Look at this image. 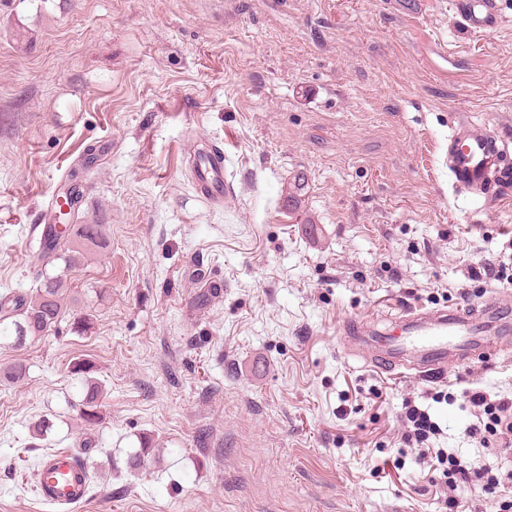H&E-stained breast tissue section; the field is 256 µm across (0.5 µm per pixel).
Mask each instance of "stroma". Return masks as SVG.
<instances>
[{"label":"stroma","instance_id":"35a3bbf8","mask_svg":"<svg viewBox=\"0 0 512 512\" xmlns=\"http://www.w3.org/2000/svg\"><path fill=\"white\" fill-rule=\"evenodd\" d=\"M498 3L480 33L449 0H0V294L39 287L31 227L71 169L108 242L68 274L88 334L0 348V512H60L30 474L86 438L74 512H512V488L449 485L435 457L500 467L466 395L512 398V333L429 380L364 362L407 309L512 322V191L462 192L448 168L460 120L512 132ZM207 146L219 205L186 168ZM204 281L224 293L200 308ZM78 361L103 388L94 426ZM410 405L438 427L426 447ZM144 438L160 460L130 469ZM405 417L409 431L407 432V440L413 443L424 444L430 438V435L436 432V426L430 417L416 407L408 406Z\"/></svg>","mask_w":512,"mask_h":512}]
</instances>
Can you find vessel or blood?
Listing matches in <instances>:
<instances>
[{"label": "vessel or blood", "instance_id": "obj_1", "mask_svg": "<svg viewBox=\"0 0 512 512\" xmlns=\"http://www.w3.org/2000/svg\"><path fill=\"white\" fill-rule=\"evenodd\" d=\"M460 17L473 30L486 32L499 28L503 15L493 0H459ZM448 166L457 182L476 195L499 197L512 183V138L502 133L459 124L448 140ZM192 176L200 196L209 202L224 200V158L209 151L197 157ZM482 328L467 310L435 315L417 314L408 336L399 342L419 375L445 370L450 348L468 344ZM36 490L42 500L58 505H74L86 494L89 465L86 459L68 451L44 458Z\"/></svg>", "mask_w": 512, "mask_h": 512}]
</instances>
